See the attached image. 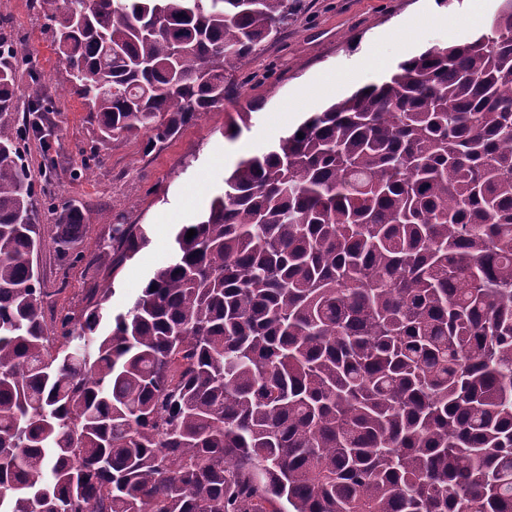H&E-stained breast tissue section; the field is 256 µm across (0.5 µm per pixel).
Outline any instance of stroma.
Returning a JSON list of instances; mask_svg holds the SVG:
<instances>
[{
    "instance_id": "35a3bbf8",
    "label": "stroma",
    "mask_w": 512,
    "mask_h": 512,
    "mask_svg": "<svg viewBox=\"0 0 512 512\" xmlns=\"http://www.w3.org/2000/svg\"><path fill=\"white\" fill-rule=\"evenodd\" d=\"M500 2L449 0L443 7L438 0H304L279 38L264 44L239 73L240 100L252 112L237 137L225 136L224 111L217 108L149 149L142 135L97 146L89 105L69 89V74L47 20L33 0H0V27L31 51L18 64L16 110L24 112L36 84L51 121L49 142L30 137L24 153L43 232L33 261L50 295L45 318L63 310L80 311L86 290L95 287L114 288L111 305L124 309L153 273L170 262L177 225L198 223L212 199L223 193L224 180L238 160L267 152L285 136L278 121L281 112L293 111L295 124H302L332 99L389 76L401 61L433 46L462 44L489 33ZM471 8L485 17V24L461 26L453 33L444 26H424L404 42L392 34L411 16ZM325 73L336 81L335 95L319 90ZM95 146L103 165L90 176H79L83 159ZM69 199L79 200L90 220L79 250L93 252L116 224L147 225L148 245L115 272L82 265L60 269L52 245L59 214L52 206Z\"/></svg>"
}]
</instances>
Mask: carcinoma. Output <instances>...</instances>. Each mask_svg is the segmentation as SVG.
<instances>
[{
  "mask_svg": "<svg viewBox=\"0 0 512 512\" xmlns=\"http://www.w3.org/2000/svg\"><path fill=\"white\" fill-rule=\"evenodd\" d=\"M69 2L36 6L97 141L147 150L302 7ZM20 54L0 28V512H512V0L240 160L127 311L89 288L50 324ZM86 224L62 204L70 267L149 241L87 255Z\"/></svg>",
  "mask_w": 512,
  "mask_h": 512,
  "instance_id": "cac0c4a2",
  "label": "carcinoma"
}]
</instances>
